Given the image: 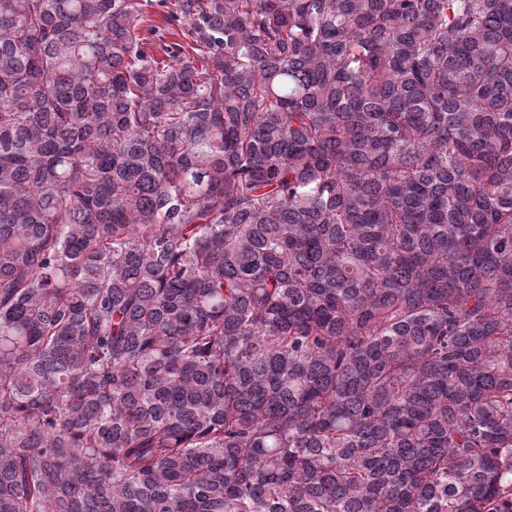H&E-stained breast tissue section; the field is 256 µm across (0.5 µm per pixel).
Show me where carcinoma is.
Segmentation results:
<instances>
[{
  "mask_svg": "<svg viewBox=\"0 0 512 512\" xmlns=\"http://www.w3.org/2000/svg\"><path fill=\"white\" fill-rule=\"evenodd\" d=\"M0 512H512V0H0ZM157 21H149L146 23L154 24V30L150 31L148 28L143 27V36L148 39V42L154 47L153 51L161 50V47H164L165 44H169L171 42H177L178 39L169 31L167 27L163 25L160 21V18L157 16H153Z\"/></svg>",
  "mask_w": 512,
  "mask_h": 512,
  "instance_id": "1",
  "label": "carcinoma"
}]
</instances>
